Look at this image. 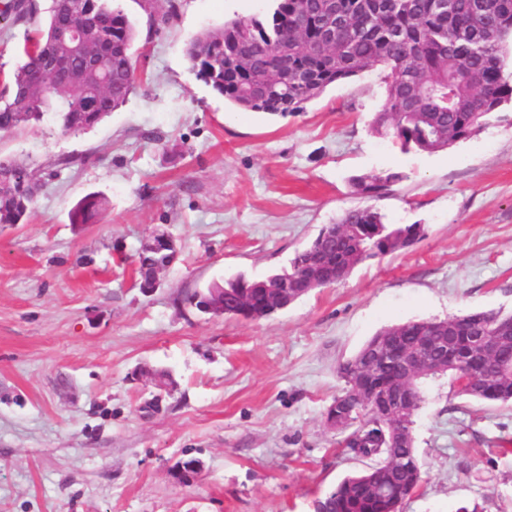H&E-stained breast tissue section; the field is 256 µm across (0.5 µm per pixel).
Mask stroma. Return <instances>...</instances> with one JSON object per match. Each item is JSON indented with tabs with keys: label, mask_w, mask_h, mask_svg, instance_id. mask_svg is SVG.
Instances as JSON below:
<instances>
[{
	"label": "stroma",
	"mask_w": 512,
	"mask_h": 512,
	"mask_svg": "<svg viewBox=\"0 0 512 512\" xmlns=\"http://www.w3.org/2000/svg\"><path fill=\"white\" fill-rule=\"evenodd\" d=\"M135 28L128 100L77 135L54 114L0 134L40 184L26 223L0 224V512H313L365 458L325 413L337 366L380 329L512 313V104L471 138L404 153L374 132L386 85L370 68L284 117L243 112L197 78L189 41L272 0H118ZM401 179L373 199L412 246L358 265L260 321L187 294L287 267L361 199L351 180ZM105 204L70 221L86 195ZM176 260L146 295L135 255L152 231ZM169 371L158 392L141 368ZM414 446L423 481L402 512H512V405L433 387ZM200 476L181 484L176 465Z\"/></svg>",
	"instance_id": "obj_1"
}]
</instances>
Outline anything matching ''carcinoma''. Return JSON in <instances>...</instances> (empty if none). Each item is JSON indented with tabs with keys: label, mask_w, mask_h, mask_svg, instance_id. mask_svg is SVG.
Masks as SVG:
<instances>
[{
	"label": "carcinoma",
	"mask_w": 512,
	"mask_h": 512,
	"mask_svg": "<svg viewBox=\"0 0 512 512\" xmlns=\"http://www.w3.org/2000/svg\"><path fill=\"white\" fill-rule=\"evenodd\" d=\"M266 21L236 18L216 30L204 31L186 49L196 76L224 101L244 112L286 116L300 112L329 86L377 67L383 73L386 98L373 118L374 130L392 138L404 151L435 152L466 140L512 101V75L504 71L506 46L512 44V0H336L334 41L322 44L330 17V0H273ZM65 3L51 0L49 16L39 27L38 5L12 0L0 18L14 25H34L26 36L21 61L0 80V132L32 129L44 113L57 114L62 132L76 134L103 120L122 106L133 92L136 65L130 52L134 28L112 0H79L78 11L97 17L100 26L85 49L60 51L57 31ZM288 48V80L273 78ZM96 64L75 89L58 87L57 74L44 70V59H58V68L81 70L87 57ZM14 170L19 178L0 187V224H18L32 208L38 191L34 175L23 164L5 157L0 172ZM399 180L395 173L353 180L355 193L378 198ZM98 199H84L71 211V223L87 224L103 208ZM336 229L347 237L326 242L321 270L330 282L341 279L364 261L406 248L424 234L421 224H387L371 205L345 212ZM302 249L289 266L271 273L301 298L309 292ZM257 279L240 275L224 282V316L259 321L271 315L260 295ZM512 318L495 310L451 317L457 324L455 348L472 353L475 337L490 321ZM435 324L428 319L408 321L379 330L351 358L339 363L344 382L336 408V427L356 428L345 447L379 463L344 478L315 503V512H401L419 483L411 480L418 467L414 449L415 411L428 382L454 379L450 370L426 367L411 381L417 400L405 422L391 421L369 409L359 388L391 392L401 380L402 351L439 336L422 331ZM477 382L470 399L512 404V374L499 373L480 358L472 359Z\"/></svg>",
	"instance_id": "1"
}]
</instances>
